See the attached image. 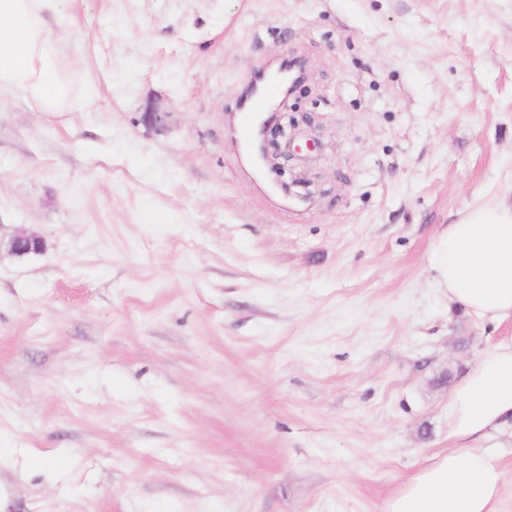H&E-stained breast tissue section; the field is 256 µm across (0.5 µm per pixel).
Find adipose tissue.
I'll return each mask as SVG.
<instances>
[{"label": "adipose tissue", "mask_w": 512, "mask_h": 512, "mask_svg": "<svg viewBox=\"0 0 512 512\" xmlns=\"http://www.w3.org/2000/svg\"><path fill=\"white\" fill-rule=\"evenodd\" d=\"M66 0H0V95H22L34 111H69V63L55 28ZM449 304L512 325V203H487L441 225L428 256ZM512 430V339L486 349L448 397V446L388 496L385 512H504L505 468L485 448Z\"/></svg>", "instance_id": "obj_1"}]
</instances>
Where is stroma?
Wrapping results in <instances>:
<instances>
[{"instance_id":"35a3bbf8","label":"stroma","mask_w":512,"mask_h":512,"mask_svg":"<svg viewBox=\"0 0 512 512\" xmlns=\"http://www.w3.org/2000/svg\"><path fill=\"white\" fill-rule=\"evenodd\" d=\"M66 19L75 110L0 97V512H384L512 336L428 270L440 225L512 200V0ZM292 57L286 110L322 146L260 174L239 100ZM45 242L36 234H20L10 242L11 251L18 256L39 253L44 250Z\"/></svg>"}]
</instances>
